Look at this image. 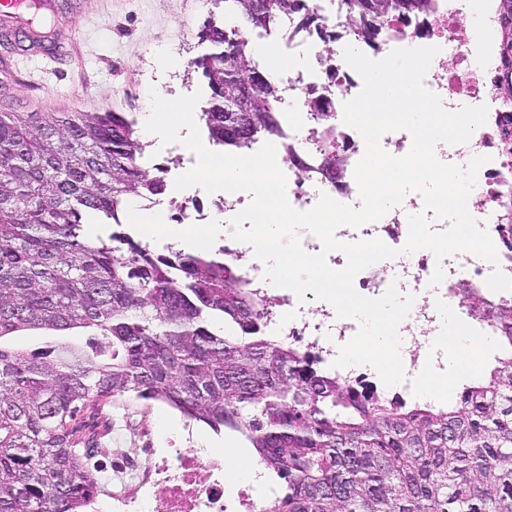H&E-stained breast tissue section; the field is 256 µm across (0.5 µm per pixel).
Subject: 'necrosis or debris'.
I'll list each match as a JSON object with an SVG mask.
<instances>
[{"instance_id":"1","label":"necrosis or debris","mask_w":512,"mask_h":512,"mask_svg":"<svg viewBox=\"0 0 512 512\" xmlns=\"http://www.w3.org/2000/svg\"><path fill=\"white\" fill-rule=\"evenodd\" d=\"M343 0H309L311 10L327 38L302 30L298 18L291 17L258 34L245 33L248 44H275L290 60L277 79L281 99L276 106L285 133L277 147V162L287 178V198L299 211L310 209L319 194L325 193L350 205H358V185L354 170L363 157L365 144L360 134L343 121V104L356 97L362 87L361 76L348 66L340 47L351 45L369 58L386 57L392 50L407 47H438V61L430 65L424 78L428 90L439 96L443 107L455 110L466 103L487 105L486 122L467 143L454 146L438 143L440 154L486 157L477 176L468 209L479 227L485 228L496 248L498 261L489 263L471 252L458 251L436 260L427 249L405 252L408 217L423 208L421 197L404 200L402 206L380 220L354 228L337 229L339 241L356 243L378 239L397 249L398 255L375 264L355 279L363 296H381L389 287L415 300L398 333L404 338L401 359L406 379L389 387L388 395L406 401L419 399L415 379L423 366L444 372L448 354L443 345L433 343L440 327V313L453 308L456 316L468 315L464 288L486 291L489 305L512 304V290H488L486 280L493 269L512 268V234L500 217L499 194L504 184L512 183V158L501 150L504 132H512V114L502 110L495 95V77L500 69L496 45L480 50L463 34L469 19L470 0H429L426 10L408 19H395L379 28L373 42L360 39L347 19ZM330 113L333 132L330 139L316 135L312 114ZM244 192H218L213 208L198 206L190 192L169 196L159 202L141 204V211L154 215L173 209L179 223L204 231L213 222L214 212L232 219L249 203ZM246 243L229 240L222 254L225 261L239 264L240 275L249 288L261 297L273 298L270 316L265 320L267 335L295 345L333 370L336 349L357 333L360 323L337 317L334 308L321 306L309 310L299 303L294 292L276 293L265 277L260 260L250 257ZM443 266L445 278L439 284L430 279L436 266ZM338 370V369H335ZM350 382L378 384L375 372L366 366L338 370ZM255 488L239 486L230 495L224 485V451L220 448H131L115 462L112 482L98 486L90 498L87 512H257Z\"/></svg>"}]
</instances>
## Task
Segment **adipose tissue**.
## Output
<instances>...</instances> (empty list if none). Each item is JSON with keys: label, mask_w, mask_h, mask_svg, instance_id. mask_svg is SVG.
<instances>
[{"label": "adipose tissue", "mask_w": 512, "mask_h": 512, "mask_svg": "<svg viewBox=\"0 0 512 512\" xmlns=\"http://www.w3.org/2000/svg\"><path fill=\"white\" fill-rule=\"evenodd\" d=\"M446 329L448 332L447 374L426 371L419 377L421 391L430 397L447 392L450 386V374L460 370L467 373L478 372L486 350L485 340L475 336L468 327L456 319H449ZM224 478L229 485L247 480L262 487L269 481L268 475L259 468L246 451L230 441L224 444Z\"/></svg>", "instance_id": "adipose-tissue-1"}]
</instances>
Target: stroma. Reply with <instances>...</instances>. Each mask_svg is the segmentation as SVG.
Here are the masks:
<instances>
[{
	"mask_svg": "<svg viewBox=\"0 0 512 512\" xmlns=\"http://www.w3.org/2000/svg\"><path fill=\"white\" fill-rule=\"evenodd\" d=\"M210 0H58L48 20L52 43L68 46L64 59L41 48L14 49L0 42V112H127L151 110L150 89L166 98L198 91L201 77L191 61L203 51L197 34L209 17ZM164 404L140 400L128 416H112V466L134 433L156 435Z\"/></svg>",
	"mask_w": 512,
	"mask_h": 512,
	"instance_id": "stroma-1",
	"label": "stroma"
}]
</instances>
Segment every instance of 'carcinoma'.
<instances>
[{
  "label": "carcinoma",
  "instance_id": "1",
  "mask_svg": "<svg viewBox=\"0 0 512 512\" xmlns=\"http://www.w3.org/2000/svg\"><path fill=\"white\" fill-rule=\"evenodd\" d=\"M504 68L495 90L512 108V0H495ZM191 62L207 82L200 115L226 151L282 135L277 85L241 37L264 31L307 0H213ZM426 0H344L359 36ZM257 76L247 133L224 132L235 77ZM138 120L124 112H0V341L27 331L56 338L54 359L0 344V512H82L110 473L94 458L112 438L105 407L160 401L214 432L230 430L275 479L269 512H512V363L500 359L438 404L375 394L318 368L264 332L270 304L217 257L160 253L113 227L133 199L168 188L150 173ZM472 317L485 296L468 293ZM512 349V305L492 313Z\"/></svg>",
  "mask_w": 512,
  "mask_h": 512
}]
</instances>
